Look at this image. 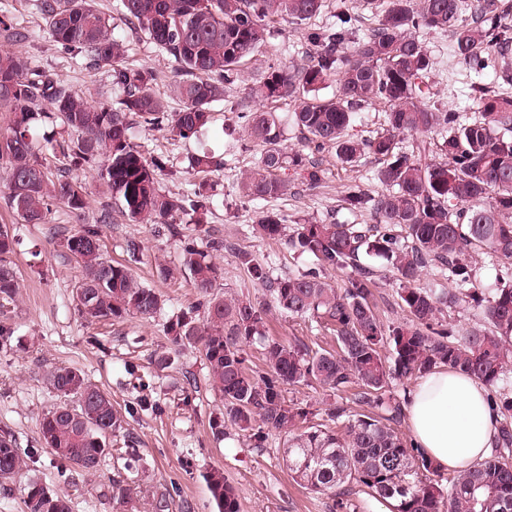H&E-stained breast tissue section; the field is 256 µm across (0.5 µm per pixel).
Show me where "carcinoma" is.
<instances>
[{
	"mask_svg": "<svg viewBox=\"0 0 512 512\" xmlns=\"http://www.w3.org/2000/svg\"><path fill=\"white\" fill-rule=\"evenodd\" d=\"M372 27L351 37L354 17L347 10L336 22L307 34L306 59L286 68H269L249 96L262 104L240 113L246 139L264 146L258 165L240 180L242 196H282L288 182L279 172L288 166L311 167L319 180V161L310 156L331 148L336 159L352 164L371 154L382 163L381 192L372 195L349 185L342 201L353 213H366L368 224L315 220L286 233L281 216L259 215L261 236L308 253L317 267L284 277L240 251L244 270L265 287L270 303L217 293L224 271L214 253L232 249L204 230L200 248L185 243L182 266L202 298L168 318L165 332L179 347L197 350L208 370L211 389L224 403L212 428L224 424L248 435L262 448L272 435L285 437L288 469L295 480L316 493H330L335 507L349 512L347 486L356 481L374 497L393 501V512H512V394H499L501 414L495 453L472 468L446 478L425 453L401 437L403 404L387 397L391 381L421 376L448 366L486 387L497 385L512 363V286L480 288L473 283L469 257L484 250L512 263V96L482 86L474 89L473 115L462 122L452 109L438 107L437 85L430 81L435 62L420 34L446 33L453 56L479 73L500 70L512 53V0H365ZM326 0H117L114 10L127 27L147 39L177 65L173 91L182 102L168 110L153 84L151 69L124 64L125 42L112 34V16L97 0H36L56 46L92 69L105 68L116 102H89L58 75L0 45V112L12 115L0 133V169L6 180L4 201L26 224H46L52 208L62 205L78 216L86 191L72 175L53 173L34 153L37 127L60 121L76 138L67 145L73 170L97 169L98 181L119 212L134 223L156 224L182 239L183 225H201L216 186L208 176L224 168V159L207 152L188 157L200 177L190 194L162 190L159 177L167 160L147 157L129 134L132 117L151 128L169 129L188 140L211 121L225 88L235 84L240 68L262 54L273 25L281 20L304 25L320 15ZM7 43L28 39L22 28L6 25ZM336 78V92L320 97V86ZM294 102L292 124L304 136L309 153L288 155L282 141L285 123L267 104ZM379 104L385 129L375 137L349 134L355 114ZM413 136L410 149L401 137ZM112 223L110 206L95 225H83L65 238L69 255L82 267L75 288L77 307L87 323L110 322L129 315L157 316L165 303L155 289L137 281L127 265L102 253L99 225ZM16 240L0 225V298L12 301L20 284L11 257ZM385 259L399 282L406 321L384 326L373 303L377 272L361 257ZM355 269L343 288L324 276L326 269ZM428 268L455 284L424 287ZM468 306L476 322L449 323L444 310ZM275 307L293 318L308 319L336 336V348L310 347L268 333L266 316ZM258 344L264 368L248 365L246 347ZM59 402L39 422L42 447L78 474L98 472L109 454L107 440L123 428L112 399L77 369L53 366L43 373ZM317 383L337 393L354 390L366 407L346 418L341 405H329L328 423L300 426L301 408L286 403L285 386ZM23 458L16 440L0 434V490L19 472ZM415 479L410 481L408 476ZM209 489L219 512H238L233 487L214 471ZM112 499L129 502L134 489L112 479ZM28 512H72L67 496L38 480L25 488Z\"/></svg>",
	"mask_w": 512,
	"mask_h": 512,
	"instance_id": "cac0c4a2",
	"label": "carcinoma"
}]
</instances>
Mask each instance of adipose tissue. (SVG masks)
Instances as JSON below:
<instances>
[{"label": "adipose tissue", "mask_w": 512, "mask_h": 512, "mask_svg": "<svg viewBox=\"0 0 512 512\" xmlns=\"http://www.w3.org/2000/svg\"><path fill=\"white\" fill-rule=\"evenodd\" d=\"M406 413L417 447L440 469L467 470L494 445L497 414L476 381L459 371L443 367L421 376Z\"/></svg>", "instance_id": "1"}]
</instances>
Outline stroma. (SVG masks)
Here are the masks:
<instances>
[{
	"mask_svg": "<svg viewBox=\"0 0 512 512\" xmlns=\"http://www.w3.org/2000/svg\"><path fill=\"white\" fill-rule=\"evenodd\" d=\"M4 16L28 30L29 40L16 49L33 65L57 74L89 100L112 97L106 70L86 69L80 58L57 49L34 0H0V18ZM112 25L128 46L129 63L154 70L156 92L167 98L170 111H179L181 103L170 92L173 61L130 31L121 17H114ZM423 40L436 62L432 78L440 89L442 106L469 113L472 87L498 84L495 73H477L459 64L448 36L429 33ZM305 51L304 29L279 24L266 51L243 65L236 83L226 88L224 101L214 109L212 125L196 139L183 141L166 130L133 128L134 141L146 154L167 157L173 172L160 181L166 191L186 194L193 190L195 178L186 170L188 154L205 148L225 158L224 168L212 175L217 194L207 221L209 228L236 246L235 252L215 256L224 270L218 289L232 296L246 295L258 302L267 299L266 291L240 266L237 251L249 253L275 275L296 273L315 264L310 256L255 235L252 226L260 212L279 213L289 227L305 219L349 223L353 217L342 203L346 187L356 184L370 193L381 189L380 163L373 155L344 167L329 149L321 155L317 188H308L302 171L291 169L286 195L266 200L241 196V174L254 166L262 148L246 140L235 105L268 67L299 62ZM81 178L88 187L83 218H75L60 205L45 224L18 220L5 206L7 189L0 179V224L7 225L19 240L14 260L20 279L15 301L0 305V322L13 329L12 335L0 338V432L11 433L24 453L11 493L0 494V512H26L23 489L32 479L67 495L72 512H148L153 498L160 495L168 499L169 512H218L207 482L215 469L223 471L233 487L239 512H336L330 495L312 492L292 478L284 437H271L267 447L256 448L235 430L220 435L212 429L211 421L223 403L209 385L207 370L194 350L175 347L164 331L167 315L197 300L182 270L178 240L156 232L154 225L137 224L113 213L111 223L100 228L105 257L124 260L126 241H137L140 259L132 263V272L166 299L165 313L151 319L131 315L105 324L83 321L73 295L82 270L67 257L60 234L93 223L108 198L94 171L82 172ZM361 263L378 274L375 310L380 319L387 325L404 321L398 284L385 260L365 257ZM162 266L168 276H160ZM267 323L272 335L286 340L298 338L328 349L335 345L333 337L318 327L285 314L270 313ZM52 365L85 373L124 416V428L109 439L110 452L95 474L65 471L38 442L39 421L58 401L42 378L43 368ZM117 475L136 486L133 502L123 504L106 497L107 486Z\"/></svg>",
	"mask_w": 512,
	"mask_h": 512,
	"instance_id": "stroma-1",
	"label": "stroma"
}]
</instances>
